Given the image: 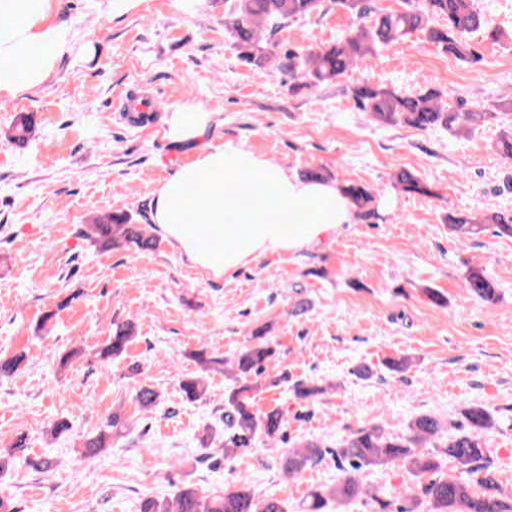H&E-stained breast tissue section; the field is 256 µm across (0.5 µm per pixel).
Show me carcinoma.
Instances as JSON below:
<instances>
[{"mask_svg":"<svg viewBox=\"0 0 512 512\" xmlns=\"http://www.w3.org/2000/svg\"><path fill=\"white\" fill-rule=\"evenodd\" d=\"M228 13L224 24L231 31L232 46L245 63L257 68L273 67L290 78L297 77L312 88L325 82L349 78L367 58L376 55L378 48L397 42L413 32H421L433 43L442 46L457 60L473 64L478 55L470 43V35L479 31L493 41L505 37L499 28L489 25L475 0H404L401 9L382 12L370 0H333L337 8L356 16L361 24L350 30L335 44L325 48H285L275 35L284 23L317 11L322 0H226ZM358 107L373 120L390 125L404 124L427 130L443 127L449 131L474 130L499 119V113L484 109L480 112H462L451 101V94L429 88L419 94H405L384 87H374L363 78L353 87ZM395 186L407 194H428L425 185L412 173L400 170L393 175ZM347 198L359 217L369 220L376 216L375 196L367 186L343 182ZM491 225L500 236L512 237V213L484 211L478 214L459 213L448 216L449 229L462 236L478 235ZM83 237L102 248L126 247L141 252L151 251L156 238L142 224L132 218L106 215L87 226ZM465 289L469 297L486 304L498 299L496 284L481 270H470ZM131 321L115 325L105 345L99 351V360L109 362L122 357L134 337ZM274 355L264 334L257 333L229 363L242 374H259ZM26 355L22 352L9 358H0V379L15 376L22 368ZM184 396L196 401L205 394L200 377L179 382ZM240 391L232 389L224 399L223 429L201 439L205 448H215L224 460L245 453L260 440L286 439L288 420L278 409L257 412L239 400ZM159 394L143 386L134 395L136 406L147 411L156 405ZM463 421L456 431L447 433L440 420L430 414L414 417L406 433L386 434L378 426L361 427L345 435L332 450L341 476L336 487L311 493L304 512H325L330 501L350 502L371 494L364 484L365 469L402 462L412 483L407 487L409 505H394L374 497L375 512H512V502L503 499L496 470L489 461L484 446V435L494 427L488 409L472 405L463 410ZM121 422L117 413L109 415L101 424V431L85 437L81 442L80 457L84 461L100 458L109 448L112 430ZM432 446L442 449V455H425L420 448ZM25 447L18 441L11 448L0 449V474L8 473L23 464L27 469L47 474L55 461L47 455H17ZM327 450L321 444L308 441L288 451L284 470L297 474L324 460ZM451 459L459 472L470 479L456 476L431 478L442 467V457ZM137 512H287L281 501L268 498L257 500L250 490L226 487L224 493L201 496L187 487L175 490L163 498L152 496L141 499Z\"/></svg>","mask_w":512,"mask_h":512,"instance_id":"carcinoma-1","label":"carcinoma"}]
</instances>
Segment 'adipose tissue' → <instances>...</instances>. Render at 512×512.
Returning a JSON list of instances; mask_svg holds the SVG:
<instances>
[{
    "label": "adipose tissue",
    "instance_id": "ef3b65f1",
    "mask_svg": "<svg viewBox=\"0 0 512 512\" xmlns=\"http://www.w3.org/2000/svg\"><path fill=\"white\" fill-rule=\"evenodd\" d=\"M0 98L37 89L71 55L74 34L60 0H0ZM215 115L179 108L167 120L171 143L197 145L195 159L153 193L151 222L194 266L214 277L268 254L323 243L356 215L333 181L288 175L227 140L208 139Z\"/></svg>",
    "mask_w": 512,
    "mask_h": 512
}]
</instances>
